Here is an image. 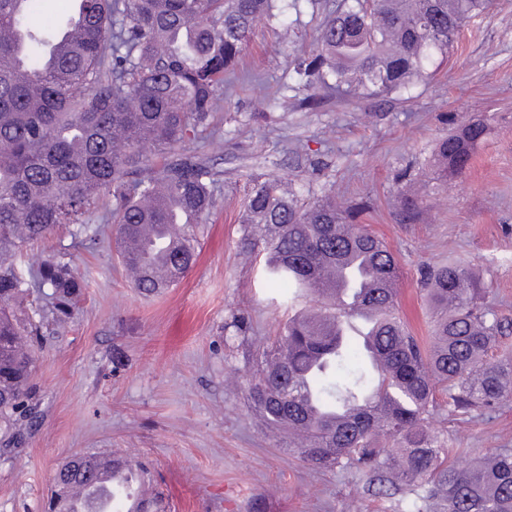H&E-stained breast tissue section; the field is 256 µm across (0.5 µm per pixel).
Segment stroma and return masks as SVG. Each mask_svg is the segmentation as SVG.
Masks as SVG:
<instances>
[{"label": "stroma", "instance_id": "stroma-1", "mask_svg": "<svg viewBox=\"0 0 512 512\" xmlns=\"http://www.w3.org/2000/svg\"><path fill=\"white\" fill-rule=\"evenodd\" d=\"M338 2L290 0L284 19L256 22L237 79L217 92L220 131L199 142L221 176L215 209L195 228L197 260L177 286L140 295L109 224L93 248L61 228L26 249L31 267L48 251L66 253L85 288L64 328L35 350L38 413L22 447L0 457V512H42L56 469L79 453L145 463L166 512L406 507L407 496L386 495L367 474L304 465L287 435L247 406L256 355L295 312L275 302L287 286H264L261 257L239 247L247 176L369 201L363 221L398 261L399 312L417 335L431 322L418 270L448 258L469 261L486 304L512 319V0H492L411 90L349 102L331 92L311 111L294 63L315 52ZM474 116L488 125L485 140L468 170L443 177L432 163L437 141L452 120ZM413 181L426 191L424 215L395 223ZM427 424L452 467L512 448V401L467 414L441 402Z\"/></svg>", "mask_w": 512, "mask_h": 512}]
</instances>
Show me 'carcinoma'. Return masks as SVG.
I'll use <instances>...</instances> for the list:
<instances>
[{"label":"carcinoma","mask_w":512,"mask_h":512,"mask_svg":"<svg viewBox=\"0 0 512 512\" xmlns=\"http://www.w3.org/2000/svg\"><path fill=\"white\" fill-rule=\"evenodd\" d=\"M40 0H0V422L33 413L32 347L44 328L64 326L83 284L51 251L37 269L23 247L74 225L93 245L91 215L106 203L123 267L152 296L177 284L197 258L193 225L215 206L217 173L196 149L214 127L217 96L233 72L253 22L274 18L279 0H74L75 14L47 28ZM490 0H341L321 25L316 54L300 59L303 98L321 91L383 96L408 88L453 46L467 20ZM483 120L457 125L434 149L446 175L461 174L484 141ZM365 204L345 208L329 189L303 200L274 178L249 175L240 245L262 252L265 279L290 286L288 300L316 307L288 320L256 357L250 401L269 426L302 433L291 452L315 469L367 473L412 500L407 512H512V448L471 467L446 465L448 449L426 419L436 394L454 411H496L512 399V358L488 351L511 322L483 302L464 261L424 267L420 287L435 315L425 347L396 307V289L371 300L385 312L372 337V364L354 311L336 306L325 269L343 267L340 285L362 292L373 278H399L386 244L359 223ZM422 198L404 194L395 218L415 224ZM51 309L19 306L31 289ZM63 463L54 485L81 486L88 474Z\"/></svg>","instance_id":"obj_1"}]
</instances>
